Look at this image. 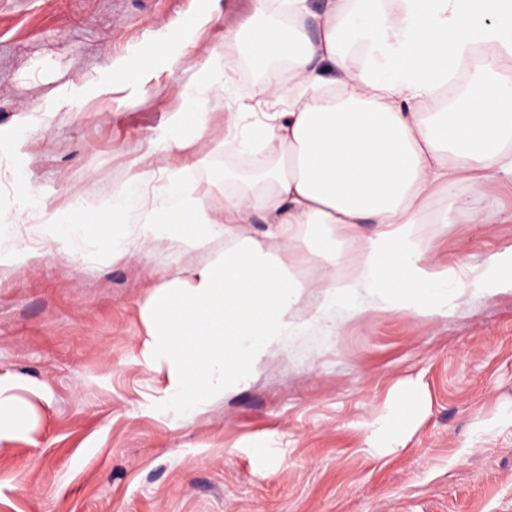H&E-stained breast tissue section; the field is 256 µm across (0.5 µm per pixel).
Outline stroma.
Wrapping results in <instances>:
<instances>
[{
  "instance_id": "obj_1",
  "label": "stroma",
  "mask_w": 512,
  "mask_h": 512,
  "mask_svg": "<svg viewBox=\"0 0 512 512\" xmlns=\"http://www.w3.org/2000/svg\"><path fill=\"white\" fill-rule=\"evenodd\" d=\"M251 4L0 0V213L16 218L0 242L17 233L43 255L0 266V372L26 383L37 416L28 435L0 441V512H512V291L445 315L337 309L335 327L284 337L246 385L177 420L160 399L164 374L140 356L141 308L198 255L164 240L113 263L91 238L75 263L42 234L71 218V196L95 209L138 172L163 193L160 171L179 164L165 150L182 133L176 86L199 82L215 49L225 92L182 182L223 208L238 115L265 109L243 47L224 44ZM202 14L211 20L196 26ZM132 51L152 62L136 82L112 66ZM423 233L450 267L512 245L510 221ZM381 416L395 442L372 438Z\"/></svg>"
}]
</instances>
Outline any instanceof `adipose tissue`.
Returning a JSON list of instances; mask_svg holds the SVG:
<instances>
[{"instance_id":"adipose-tissue-1","label":"adipose tissue","mask_w":512,"mask_h":512,"mask_svg":"<svg viewBox=\"0 0 512 512\" xmlns=\"http://www.w3.org/2000/svg\"><path fill=\"white\" fill-rule=\"evenodd\" d=\"M252 0L254 23L225 33L247 41L261 71L264 121L246 127L238 148L247 174H224L222 209L197 207L179 170L163 197L144 208L140 179L115 191L108 215L135 217L109 228L73 217L47 232L79 245L101 238L109 260H122L174 238L203 261L164 281L145 302L144 365L166 374L161 398L180 415L203 410L248 382L270 348L337 305L367 300L379 308L447 314L468 294L512 289V246L489 253L481 270L440 266L421 232L467 217L496 224L476 196L512 183V0ZM464 73L448 99V78ZM178 124L191 137L168 150L195 156L205 137L210 99L224 94V57L212 51L204 78L180 85ZM262 216L266 239L245 226ZM376 230L352 277L332 269L358 225ZM322 272V302L299 312L303 284L274 250H297L311 233ZM19 381L0 374V437L30 429L32 408Z\"/></svg>"}]
</instances>
